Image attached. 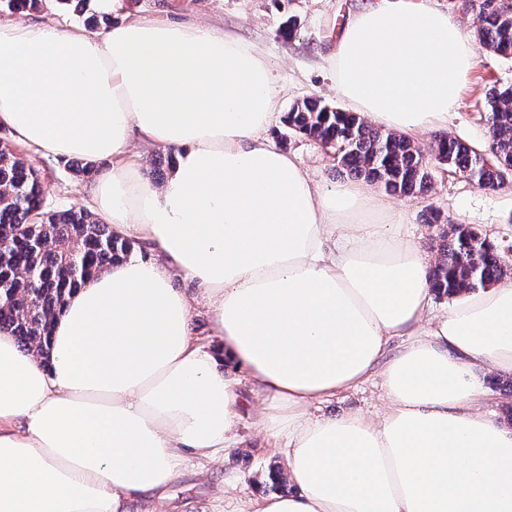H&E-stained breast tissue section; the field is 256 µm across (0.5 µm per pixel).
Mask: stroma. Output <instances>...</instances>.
I'll return each instance as SVG.
<instances>
[{
  "mask_svg": "<svg viewBox=\"0 0 512 512\" xmlns=\"http://www.w3.org/2000/svg\"><path fill=\"white\" fill-rule=\"evenodd\" d=\"M362 0H115L113 22L137 18H158L183 23L205 22L233 33L254 45L272 64L282 91L279 114L268 133L275 146L292 153L327 186L344 183L336 158L318 141L287 133L283 115L292 104L306 96H318L333 105L342 100L333 89V77L325 64L331 43L342 24ZM295 19L292 34L282 31L288 19ZM512 85V58L478 51L477 63L463 89L455 112L448 115L444 130L418 132L414 142L430 149L443 137H454L475 148L490 143L486 120V97L492 87ZM18 151L39 171L47 201L57 210L87 205L93 179L75 175L65 159L46 157L25 144ZM429 192L414 197L393 196L402 207L404 221L420 237V247L436 255L443 226L466 224L475 227L497 248L503 264L512 270V186L498 190L479 187L440 165H432ZM435 211L438 223H423L426 211ZM382 377L373 374L359 387L343 391L324 404L326 412L340 415L360 411L371 415L381 405ZM240 442L222 463L206 474L184 471L168 490L167 512H215L217 492L246 500L265 492L267 470L281 466L279 455L253 427L252 410H244Z\"/></svg>",
  "mask_w": 512,
  "mask_h": 512,
  "instance_id": "obj_1",
  "label": "stroma"
}]
</instances>
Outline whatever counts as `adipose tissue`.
<instances>
[{"label": "adipose tissue", "mask_w": 512, "mask_h": 512, "mask_svg": "<svg viewBox=\"0 0 512 512\" xmlns=\"http://www.w3.org/2000/svg\"><path fill=\"white\" fill-rule=\"evenodd\" d=\"M476 60L448 13L366 0L326 63L358 114L409 135L447 126ZM280 93L260 51L206 23L0 20V125L46 156L111 160L92 208L151 249L69 296L49 361L0 332V512H158L190 462L237 446L247 388L292 490L228 512H512V429L479 380L512 372V282L432 315L401 209L271 143ZM137 142L172 151L162 186L140 179ZM377 368V414L314 413ZM176 287L180 288L193 304L192 322L195 335H197L195 337L199 343L207 348H218L220 341L215 336H211V314L207 306L202 302V292L199 287L196 283L183 279L177 281Z\"/></svg>", "instance_id": "ef3b65f1"}]
</instances>
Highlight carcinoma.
Instances as JSON below:
<instances>
[{
    "instance_id": "cac0c4a2",
    "label": "carcinoma",
    "mask_w": 512,
    "mask_h": 512,
    "mask_svg": "<svg viewBox=\"0 0 512 512\" xmlns=\"http://www.w3.org/2000/svg\"><path fill=\"white\" fill-rule=\"evenodd\" d=\"M39 7L40 0H0L1 14ZM476 37L480 48L511 57L512 8L489 10L480 3ZM487 112L492 159L448 137L436 143L434 160L494 189L512 178V85L490 89ZM285 125L336 151L347 173L387 192L429 190L426 152L407 137L371 127L354 112L310 96L292 105ZM132 251L129 240L112 235L88 209L46 208L38 170L0 138V332L49 361L53 322L66 298ZM438 251L430 273L438 296L486 289L506 275L493 245L471 226L448 225Z\"/></svg>"
}]
</instances>
